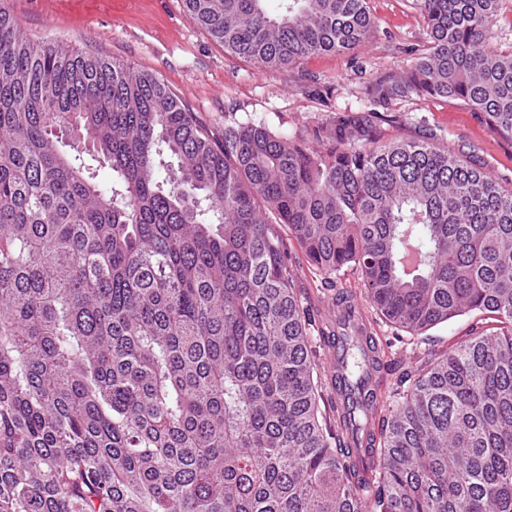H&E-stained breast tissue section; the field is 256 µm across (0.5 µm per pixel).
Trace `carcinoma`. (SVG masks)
Wrapping results in <instances>:
<instances>
[{
  "label": "carcinoma",
  "instance_id": "carcinoma-1",
  "mask_svg": "<svg viewBox=\"0 0 512 512\" xmlns=\"http://www.w3.org/2000/svg\"><path fill=\"white\" fill-rule=\"evenodd\" d=\"M184 2L263 68L374 28L367 0ZM415 2L428 41L369 79L370 108L220 141L159 78L34 43L0 6V512H512V190L387 131L398 102L447 98L512 139V52L488 42L500 0ZM294 245L412 335L499 327L402 373L382 413L379 352L349 344L333 434Z\"/></svg>",
  "mask_w": 512,
  "mask_h": 512
}]
</instances>
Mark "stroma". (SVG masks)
I'll return each mask as SVG.
<instances>
[{"mask_svg": "<svg viewBox=\"0 0 512 512\" xmlns=\"http://www.w3.org/2000/svg\"><path fill=\"white\" fill-rule=\"evenodd\" d=\"M367 3L375 27L362 46L315 55L290 67L262 69L226 54L196 23L183 0H129L118 8L108 0H0L33 41L67 43L156 75L218 137L228 118L291 135L326 121L336 111L368 107L365 86L371 75L402 72L428 34L415 0ZM393 113L402 136L413 138L430 131L440 146L512 190V140L494 133L483 115L443 98L402 102ZM292 262L303 302L328 329L336 327V296L344 293L364 313L376 340L387 345L388 368L378 379L385 396L395 387L390 365L407 368L421 353L439 355L469 336L479 321L478 316H464L413 337L375 312L355 269H344L334 283L327 284L300 252H293Z\"/></svg>", "mask_w": 512, "mask_h": 512, "instance_id": "obj_1", "label": "stroma"}]
</instances>
